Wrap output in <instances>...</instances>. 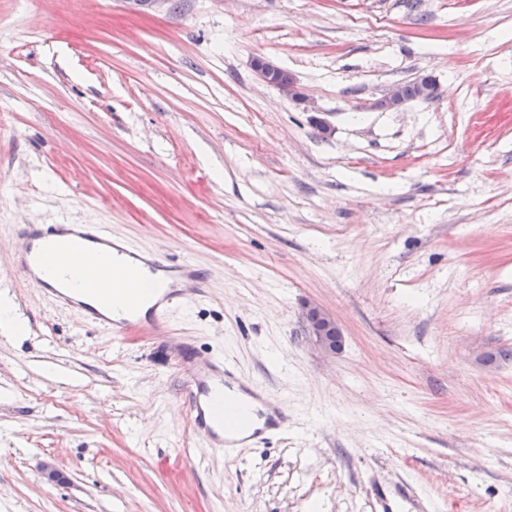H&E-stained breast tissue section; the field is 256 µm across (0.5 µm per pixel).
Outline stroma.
Wrapping results in <instances>:
<instances>
[{"label":"stroma","instance_id":"1","mask_svg":"<svg viewBox=\"0 0 512 512\" xmlns=\"http://www.w3.org/2000/svg\"><path fill=\"white\" fill-rule=\"evenodd\" d=\"M422 75L440 98L376 108ZM88 222L206 296L120 341L55 306L19 233ZM1 295L0 512H512V0H0ZM212 356L287 432L210 447ZM253 68L267 84L294 91L295 82L291 73L268 58L261 56L254 58ZM0 330L5 337H20L26 332L24 324L12 312L6 302L0 303ZM310 334L327 352L338 353L343 347V333L336 318L328 311L312 306L307 313ZM233 390L267 409L266 419L261 428L229 431L224 429L222 417L227 407L234 402L223 400L224 391ZM188 394L190 418L194 427L203 433L213 448L230 451L232 448H249L255 439L268 428L275 426L274 412L284 411L281 399L269 395L254 380L244 376L231 361L212 356L201 364L189 377ZM218 398L224 409L218 407Z\"/></svg>","mask_w":512,"mask_h":512}]
</instances>
